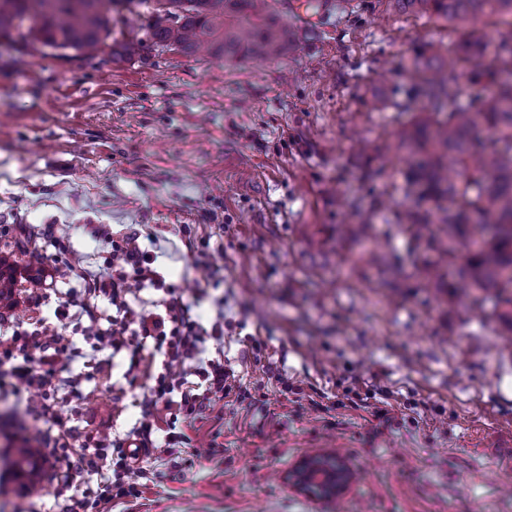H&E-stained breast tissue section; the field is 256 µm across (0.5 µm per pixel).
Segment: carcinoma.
I'll return each instance as SVG.
<instances>
[{
    "mask_svg": "<svg viewBox=\"0 0 512 512\" xmlns=\"http://www.w3.org/2000/svg\"><path fill=\"white\" fill-rule=\"evenodd\" d=\"M134 0H0V37L18 33L25 42L52 49H72L83 56L98 50L112 13ZM397 13H427L445 22L512 17V0H388ZM310 16H322L330 0H302ZM144 37L117 43L130 54L140 49L176 46L193 54L201 48L226 59L253 56L277 59L296 39L268 0H154ZM486 45L467 39L453 52L432 48L431 61L419 81L393 102L402 110L421 102L412 124L398 133V147L409 164L404 193L410 205L395 213L396 225H407L411 241L426 243L435 253L427 265L409 271L395 253L383 251L373 217L378 201L366 210L348 203L351 219L336 229L339 238L358 250L367 263L406 278L427 277L445 283L461 248L467 263L458 280L448 283L451 297L478 294L472 302L490 305L504 332L512 335V39L499 41L495 67H480ZM485 81L495 90L479 98L478 111L461 102L460 80ZM493 130L484 140L478 125ZM0 258V304L12 303L13 268ZM28 477L27 492L37 489V464L29 448L18 449L12 462Z\"/></svg>",
    "mask_w": 512,
    "mask_h": 512,
    "instance_id": "obj_1",
    "label": "carcinoma"
}]
</instances>
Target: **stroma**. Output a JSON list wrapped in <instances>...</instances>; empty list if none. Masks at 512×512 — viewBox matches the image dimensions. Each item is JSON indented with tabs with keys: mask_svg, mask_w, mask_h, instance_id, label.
Returning <instances> with one entry per match:
<instances>
[{
	"mask_svg": "<svg viewBox=\"0 0 512 512\" xmlns=\"http://www.w3.org/2000/svg\"><path fill=\"white\" fill-rule=\"evenodd\" d=\"M331 2L310 21L276 0L285 23L318 31L276 61L113 52L112 38L142 36L146 4L113 14L111 39L90 57L0 38V248L12 245L5 260L24 286L0 313L53 318L58 297L79 289L56 276L61 250L94 270L110 234L136 229L152 236L166 284L204 321L223 314V337L206 346L223 347L247 393L197 421L193 443L213 445L210 459H189L175 480L156 462L161 481L112 512H512V346L495 320L413 279H322L353 260L331 236L334 186L347 200H387L378 232L405 264L423 263L425 248L389 222L408 205L394 186L395 133L412 115L386 100L416 79L425 45L481 37L487 68L512 27ZM15 224L53 225L56 239ZM44 280V297L27 302ZM61 334L59 373L83 382L59 399V428L126 433L143 392L127 351ZM315 455L352 472L335 500L290 480Z\"/></svg>",
	"mask_w": 512,
	"mask_h": 512,
	"instance_id": "35a3bbf8",
	"label": "stroma"
}]
</instances>
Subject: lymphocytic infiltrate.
<instances>
[{
  "mask_svg": "<svg viewBox=\"0 0 512 512\" xmlns=\"http://www.w3.org/2000/svg\"><path fill=\"white\" fill-rule=\"evenodd\" d=\"M139 239L134 232L114 240L109 256L94 272L71 259L58 264V272L81 281L83 287L79 294L59 302L54 320H34L33 332L41 339L40 356H32L24 342L23 318H0V362L8 366L7 377L39 394L31 412L44 442V460L59 486V512H112L113 504L139 499L141 492L130 477L156 481L158 474L150 467L154 461H163L171 474H180L185 464L182 452L192 446L188 428L240 389L223 355L201 357L206 336L222 335V322L204 327L194 307L166 285L153 266L154 256ZM136 285L163 289V313L145 316L130 307L128 297ZM103 300L123 311L104 329L99 326ZM73 316L82 320L83 335L95 337V351L129 349V375L147 373L152 365L143 354L144 339H153L163 357L162 370L141 402L139 421L107 448L91 447L86 439L75 441L67 430H52L59 380L55 364L63 349L60 328ZM92 475L97 478L93 488L88 485Z\"/></svg>",
  "mask_w": 512,
  "mask_h": 512,
  "instance_id": "1",
  "label": "lymphocytic infiltrate"
}]
</instances>
